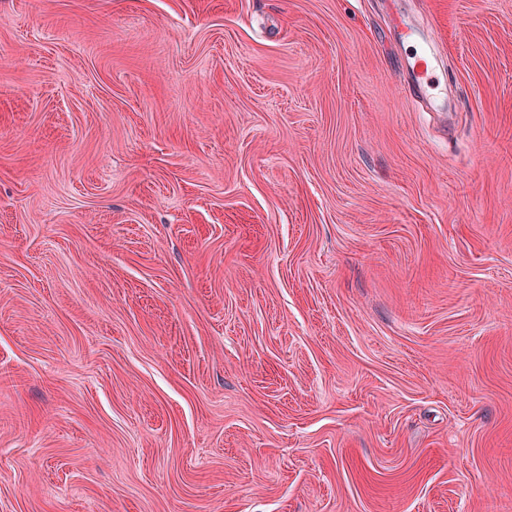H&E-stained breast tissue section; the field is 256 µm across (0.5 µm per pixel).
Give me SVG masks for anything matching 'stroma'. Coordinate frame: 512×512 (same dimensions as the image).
I'll return each mask as SVG.
<instances>
[{
    "instance_id": "35a3bbf8",
    "label": "stroma",
    "mask_w": 512,
    "mask_h": 512,
    "mask_svg": "<svg viewBox=\"0 0 512 512\" xmlns=\"http://www.w3.org/2000/svg\"><path fill=\"white\" fill-rule=\"evenodd\" d=\"M0 0V512H512V0ZM394 14L397 16H394ZM392 15L394 16V25L400 29L399 39L402 42L415 43L419 47L415 48V52L410 57L407 65L410 94L425 100L427 106L433 112H447L448 109L452 108V105L448 103L447 96L438 98L431 93L433 62L437 61V54L434 53L424 36L399 16L397 10Z\"/></svg>"
}]
</instances>
